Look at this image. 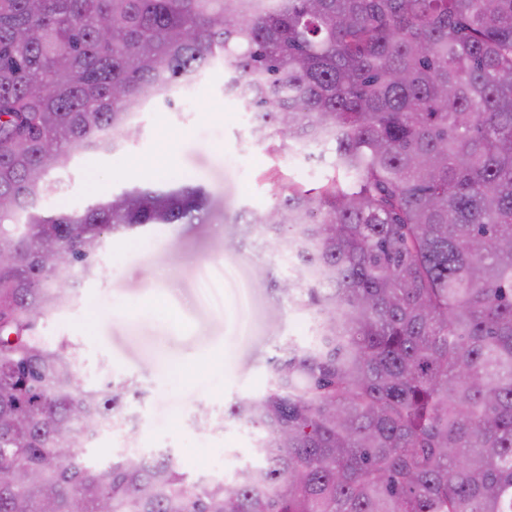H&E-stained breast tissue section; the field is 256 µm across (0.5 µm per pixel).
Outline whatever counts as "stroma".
Masks as SVG:
<instances>
[{"mask_svg": "<svg viewBox=\"0 0 512 512\" xmlns=\"http://www.w3.org/2000/svg\"><path fill=\"white\" fill-rule=\"evenodd\" d=\"M193 87V102L138 112L139 134L119 150L74 156L61 175L62 193L46 205L80 212L112 191L191 185L208 197L207 219L107 236L94 276L38 329L49 344L64 339L76 348L82 386L106 393L127 379L140 390L123 410L136 426L101 432L84 448L90 461L168 448L176 466L196 478L223 453L249 459L254 433L229 406L265 393L277 345L313 336L311 317L271 288L289 268L264 237L228 249L239 234L235 215L265 211L295 185L315 188L334 178L349 188L354 181L326 162L257 142L248 112L224 92L223 61L202 70ZM145 158L154 159L152 172H139ZM216 264L225 269L220 307L200 300L197 281L201 267ZM189 356L193 376L175 379L174 367Z\"/></svg>", "mask_w": 512, "mask_h": 512, "instance_id": "1", "label": "stroma"}]
</instances>
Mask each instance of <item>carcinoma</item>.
Masks as SVG:
<instances>
[{
  "mask_svg": "<svg viewBox=\"0 0 512 512\" xmlns=\"http://www.w3.org/2000/svg\"><path fill=\"white\" fill-rule=\"evenodd\" d=\"M217 59L257 140L356 182L235 217L228 248L280 246L315 327L231 406L256 439L230 482L89 462L139 392L82 388L37 332L107 235L206 215L197 186L41 203ZM0 250V512H512V0H0Z\"/></svg>",
  "mask_w": 512,
  "mask_h": 512,
  "instance_id": "1",
  "label": "carcinoma"
}]
</instances>
